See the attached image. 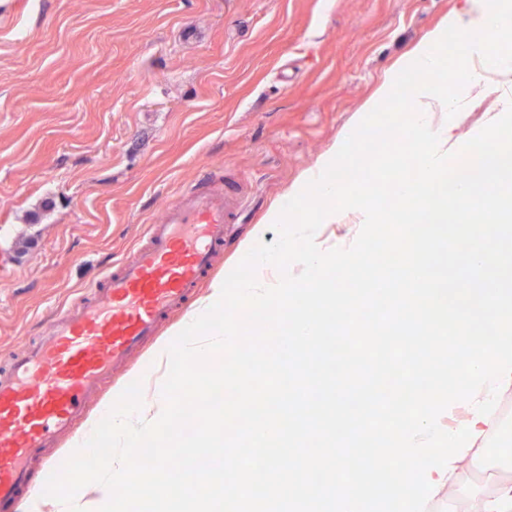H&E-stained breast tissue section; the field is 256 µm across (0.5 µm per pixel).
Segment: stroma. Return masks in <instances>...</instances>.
Instances as JSON below:
<instances>
[{
  "instance_id": "stroma-1",
  "label": "stroma",
  "mask_w": 512,
  "mask_h": 512,
  "mask_svg": "<svg viewBox=\"0 0 512 512\" xmlns=\"http://www.w3.org/2000/svg\"><path fill=\"white\" fill-rule=\"evenodd\" d=\"M462 0H0V369L202 172L246 238ZM449 120V152L501 117Z\"/></svg>"
}]
</instances>
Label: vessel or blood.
<instances>
[{
    "label": "vessel or blood",
    "instance_id": "1",
    "mask_svg": "<svg viewBox=\"0 0 512 512\" xmlns=\"http://www.w3.org/2000/svg\"><path fill=\"white\" fill-rule=\"evenodd\" d=\"M247 194L198 178L112 274L57 313L44 338L0 371V512L31 487V462L68 433L121 365L185 310L214 271Z\"/></svg>",
    "mask_w": 512,
    "mask_h": 512
}]
</instances>
